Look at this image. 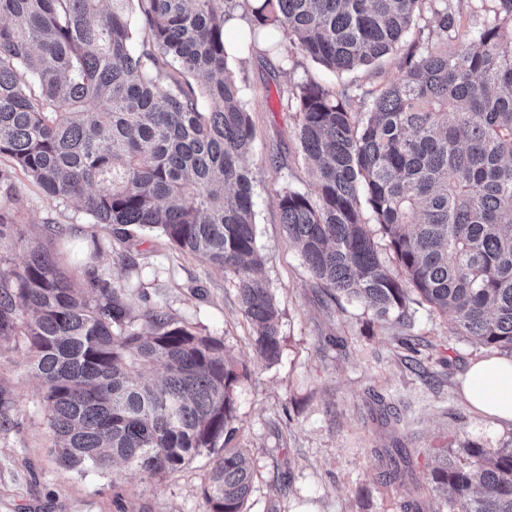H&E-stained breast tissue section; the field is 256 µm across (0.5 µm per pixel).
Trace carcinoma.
<instances>
[{
    "label": "carcinoma",
    "instance_id": "carcinoma-1",
    "mask_svg": "<svg viewBox=\"0 0 512 512\" xmlns=\"http://www.w3.org/2000/svg\"><path fill=\"white\" fill-rule=\"evenodd\" d=\"M494 2L493 21L463 36L451 0H0V253L13 247L20 171L117 239L157 228L233 274L258 354L278 359L243 165L255 133L224 42L241 9L250 48L284 66L299 55L343 72L403 50L378 89L310 78L279 95L316 188L284 191L281 221L313 277L403 327L413 291L452 315L455 334L512 354V0ZM70 234L47 224L23 265L0 269V354L23 338L56 464L119 461L160 479L219 449L206 512H244L254 471L228 447L239 370L224 342L159 308L135 313L126 286L91 270L93 229L62 272L42 241ZM18 417L0 382V430ZM463 452L469 466L447 456L431 475L450 512H512V448ZM405 459L395 449L387 474L401 479Z\"/></svg>",
    "mask_w": 512,
    "mask_h": 512
}]
</instances>
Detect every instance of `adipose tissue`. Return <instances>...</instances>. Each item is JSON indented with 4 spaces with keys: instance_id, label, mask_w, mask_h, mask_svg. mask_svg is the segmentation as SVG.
I'll use <instances>...</instances> for the list:
<instances>
[{
    "instance_id": "1",
    "label": "adipose tissue",
    "mask_w": 512,
    "mask_h": 512,
    "mask_svg": "<svg viewBox=\"0 0 512 512\" xmlns=\"http://www.w3.org/2000/svg\"><path fill=\"white\" fill-rule=\"evenodd\" d=\"M463 391L478 413L512 424V359L490 356L470 362Z\"/></svg>"
}]
</instances>
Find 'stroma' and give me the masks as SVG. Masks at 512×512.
I'll return each mask as SVG.
<instances>
[{"label": "stroma", "mask_w": 512, "mask_h": 512, "mask_svg": "<svg viewBox=\"0 0 512 512\" xmlns=\"http://www.w3.org/2000/svg\"><path fill=\"white\" fill-rule=\"evenodd\" d=\"M224 37L237 47L228 63L256 132L243 163L254 177L261 276L278 304V360L270 364L256 353L234 275L180 253L160 232L123 243L99 228L105 248L96 265L129 286L135 309L155 306L222 338L242 368L232 445L255 471L245 512H403L412 497L426 512H449L445 492L431 480L445 455L468 444L493 452L512 443V425L478 414L461 392L469 362L488 348L454 335L449 316L418 298L405 328L376 321L364 304L330 296L280 222L283 190L316 192L280 94L310 78L337 91L377 88L397 74L399 57L337 75L299 56L284 70L277 57L242 43L239 29H225ZM14 182L16 245L0 258L5 266L26 260L42 225H91L88 215L48 199L23 173ZM22 359L18 350L0 359V381L14 390L21 409L20 426L0 431V512H204L207 454L160 480L119 464L59 469L40 381ZM386 448L406 450L404 482L382 480L379 452Z\"/></svg>", "instance_id": "obj_1"}]
</instances>
